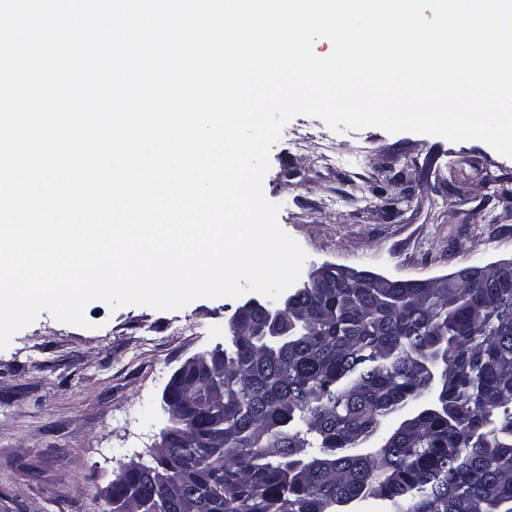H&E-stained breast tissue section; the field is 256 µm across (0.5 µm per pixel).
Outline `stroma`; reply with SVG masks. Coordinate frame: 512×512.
I'll list each match as a JSON object with an SVG mask.
<instances>
[{"label": "stroma", "mask_w": 512, "mask_h": 512, "mask_svg": "<svg viewBox=\"0 0 512 512\" xmlns=\"http://www.w3.org/2000/svg\"><path fill=\"white\" fill-rule=\"evenodd\" d=\"M512 174L484 142L378 128L328 132L298 116L270 150L265 196L307 254L389 277L428 279L512 258V220L488 221L475 193L448 192V163ZM405 193L394 212L385 197ZM243 297L198 298L174 311L89 302L88 327L41 313L0 350V512H107L128 463H152L171 426L163 402L190 358L228 343Z\"/></svg>", "instance_id": "1"}]
</instances>
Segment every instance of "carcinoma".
Returning <instances> with one entry per match:
<instances>
[{"instance_id": "cac0c4a2", "label": "carcinoma", "mask_w": 512, "mask_h": 512, "mask_svg": "<svg viewBox=\"0 0 512 512\" xmlns=\"http://www.w3.org/2000/svg\"><path fill=\"white\" fill-rule=\"evenodd\" d=\"M512 218V176L483 167ZM224 368L173 387L193 416L156 467L112 484L110 512H512V273L431 288L315 284L280 336L228 328ZM193 470L185 498L152 480Z\"/></svg>"}]
</instances>
